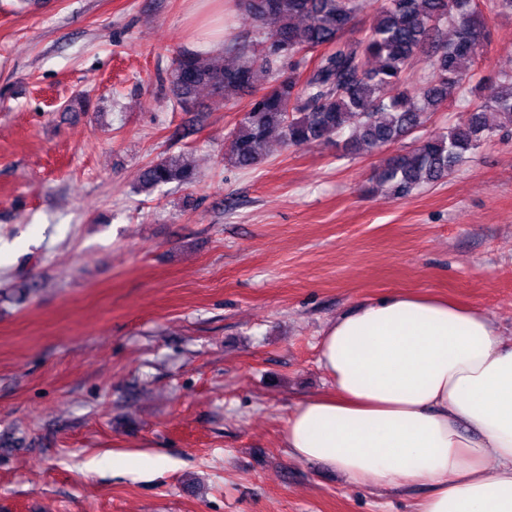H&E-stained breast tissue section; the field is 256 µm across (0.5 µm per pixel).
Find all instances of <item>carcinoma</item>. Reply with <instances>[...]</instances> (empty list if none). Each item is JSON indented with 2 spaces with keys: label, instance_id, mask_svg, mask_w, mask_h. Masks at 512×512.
<instances>
[{
  "label": "carcinoma",
  "instance_id": "obj_1",
  "mask_svg": "<svg viewBox=\"0 0 512 512\" xmlns=\"http://www.w3.org/2000/svg\"><path fill=\"white\" fill-rule=\"evenodd\" d=\"M264 37L243 58L195 51L177 53L172 72L174 106L197 108V94L208 87L224 96L255 87L271 76L283 58L323 50L304 77L290 75L254 97L228 134L225 153L237 168L262 162L268 136L280 132L290 146L328 143L350 131L344 147L353 154L379 151L422 128L452 90H462L478 75L480 48L490 40L484 0H384L364 36L344 33L360 10L359 0H240ZM453 28L444 36L441 24ZM417 56L430 73L406 89L407 68ZM464 115L446 131L416 140L391 155L372 176L376 188L405 198L425 185L448 178L466 153L503 129H512V71L501 73L488 97L464 99ZM197 179L180 157L146 165L137 191L148 194Z\"/></svg>",
  "mask_w": 512,
  "mask_h": 512
}]
</instances>
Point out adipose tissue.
Here are the masks:
<instances>
[{"label": "adipose tissue", "mask_w": 512, "mask_h": 512, "mask_svg": "<svg viewBox=\"0 0 512 512\" xmlns=\"http://www.w3.org/2000/svg\"><path fill=\"white\" fill-rule=\"evenodd\" d=\"M331 393L298 403L283 445L351 485L426 488L414 512H512V339L486 313L405 291L325 329Z\"/></svg>", "instance_id": "ef3b65f1"}]
</instances>
